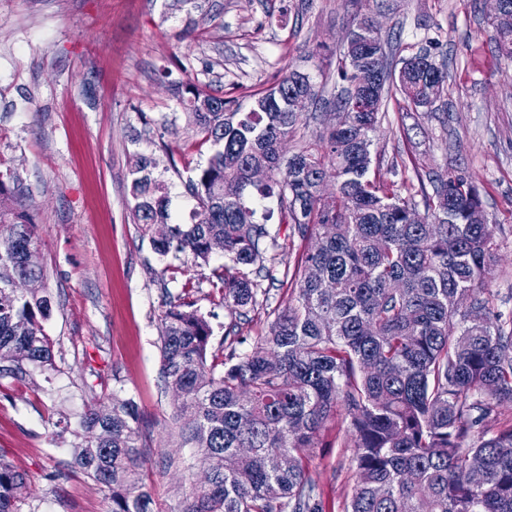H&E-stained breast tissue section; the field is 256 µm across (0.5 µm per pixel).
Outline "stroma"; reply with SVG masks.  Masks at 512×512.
Listing matches in <instances>:
<instances>
[{
  "label": "stroma",
  "instance_id": "1",
  "mask_svg": "<svg viewBox=\"0 0 512 512\" xmlns=\"http://www.w3.org/2000/svg\"><path fill=\"white\" fill-rule=\"evenodd\" d=\"M367 18L392 35L396 57L432 46L448 66L434 109L388 99L373 162L404 197L417 174L444 169L479 189L498 243L497 305L512 314V60L495 48L488 0H0V183L36 226L51 304V365L18 372L0 361V458L28 483L18 512H110L109 492L74 457L87 411H110L116 396L140 410L158 512H180L200 485L202 464L162 381L159 327L167 302L192 303L212 327L208 362L223 371L224 257L202 271L156 253L134 216L131 166L156 160L172 215L188 222L187 182L212 147L179 104L186 86L245 107L288 68L309 74L322 99L285 142L293 154L334 123L338 61ZM261 286L268 302L239 331L246 350L290 294ZM320 439L309 473L328 512H342L355 449L332 423Z\"/></svg>",
  "mask_w": 512,
  "mask_h": 512
}]
</instances>
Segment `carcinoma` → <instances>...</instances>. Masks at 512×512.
<instances>
[{"label": "carcinoma", "mask_w": 512, "mask_h": 512, "mask_svg": "<svg viewBox=\"0 0 512 512\" xmlns=\"http://www.w3.org/2000/svg\"><path fill=\"white\" fill-rule=\"evenodd\" d=\"M361 21L346 40L337 68L342 92L331 125L298 152L279 147L305 123L319 90L291 69L271 88L252 94L246 111L197 86L180 99L213 152L189 180L197 201L190 223L168 211V185L152 161L131 169L134 213L157 253L184 254L202 268L222 246L224 307L234 321L225 333L224 371L207 364L212 329L190 305L169 303L161 319L165 384L175 391L185 442L197 448L207 481L192 489L181 512H325L306 452L332 420L347 423L355 448V484L344 512H512V425L497 426V408L512 402V317L496 308L489 273L497 243L481 195L466 177L446 170L426 176L427 222L411 224L412 198L398 195L383 175H370L372 135L379 111L396 93L421 107L444 93L446 66L432 48L400 59L390 70V45L378 32L359 42ZM499 53L512 58V23L493 24ZM380 69L385 80L375 112L353 110L355 63ZM253 167L270 171L249 182ZM330 179L336 193L320 196ZM244 185L236 197L224 184ZM276 199L304 242L292 288L266 335L250 352L237 350V328L266 295L258 278L273 279L276 246L256 206ZM35 224L12 218L0 200V357L17 365L52 364L42 321L49 300L13 281L37 282L39 266L24 259L37 250ZM140 413L129 399L112 410L88 411L91 436L77 464L112 490V512H153L143 490ZM234 468L224 456L237 455ZM483 461L478 478L471 462ZM27 486L0 461V512H16Z\"/></svg>", "instance_id": "obj_1"}]
</instances>
